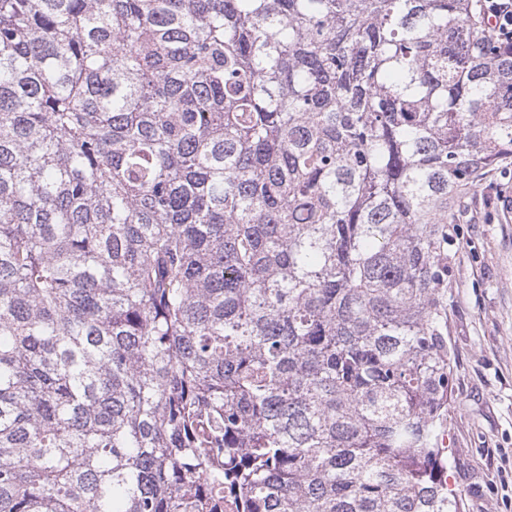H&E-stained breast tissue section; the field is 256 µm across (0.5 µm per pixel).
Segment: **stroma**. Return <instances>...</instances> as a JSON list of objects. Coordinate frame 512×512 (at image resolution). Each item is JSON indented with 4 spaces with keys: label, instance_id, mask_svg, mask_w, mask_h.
<instances>
[{
    "label": "stroma",
    "instance_id": "35a3bbf8",
    "mask_svg": "<svg viewBox=\"0 0 512 512\" xmlns=\"http://www.w3.org/2000/svg\"><path fill=\"white\" fill-rule=\"evenodd\" d=\"M464 205L448 243V483L462 512H512V167Z\"/></svg>",
    "mask_w": 512,
    "mask_h": 512
}]
</instances>
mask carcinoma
<instances>
[{
    "label": "carcinoma",
    "instance_id": "carcinoma-1",
    "mask_svg": "<svg viewBox=\"0 0 512 512\" xmlns=\"http://www.w3.org/2000/svg\"><path fill=\"white\" fill-rule=\"evenodd\" d=\"M510 166L478 0H0V512H459L448 225Z\"/></svg>",
    "mask_w": 512,
    "mask_h": 512
}]
</instances>
